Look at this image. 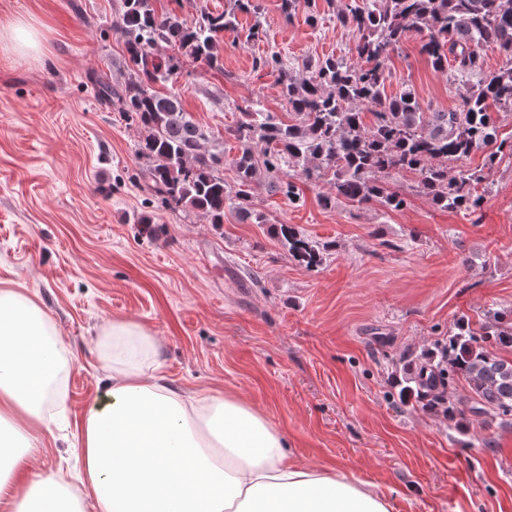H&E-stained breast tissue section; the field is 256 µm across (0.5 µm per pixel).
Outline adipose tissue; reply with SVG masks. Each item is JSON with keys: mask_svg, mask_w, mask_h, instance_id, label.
<instances>
[{"mask_svg": "<svg viewBox=\"0 0 512 512\" xmlns=\"http://www.w3.org/2000/svg\"><path fill=\"white\" fill-rule=\"evenodd\" d=\"M155 339L113 320L112 377L78 426L81 490L60 475L26 481L52 410L65 407L71 349L43 309L0 289V501L13 512H390L388 497L346 474L290 463L283 435L227 395L186 397L146 369Z\"/></svg>", "mask_w": 512, "mask_h": 512, "instance_id": "adipose-tissue-1", "label": "adipose tissue"}]
</instances>
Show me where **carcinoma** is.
Here are the masks:
<instances>
[{"label":"carcinoma","instance_id":"obj_1","mask_svg":"<svg viewBox=\"0 0 512 512\" xmlns=\"http://www.w3.org/2000/svg\"><path fill=\"white\" fill-rule=\"evenodd\" d=\"M336 23L352 34L359 63L334 55L287 65L272 52L254 68L277 73L288 120L266 112L255 100L241 109L229 133L238 152L204 147L208 134L184 111L180 95L161 94L154 85L176 74L183 60L223 70L224 31L235 27L236 13L254 7L253 0H234L222 12L200 10L189 22L172 11L158 12L153 0H122L112 22L132 67L120 89L107 83L97 95L116 97L120 112L143 131L137 153L149 161L151 191L171 210L201 214L211 224L224 223L231 210L242 219H261L254 212L252 185L263 170L274 190L288 200L299 198L297 182L324 179L331 193L324 207L343 199L359 206L378 202L399 210L404 194L389 183L395 171L417 177V188L444 210L472 213L483 196L482 169L453 171L448 164L490 147L512 151V141L498 139L491 108L512 111V0H337ZM305 8L316 23L315 0H281L287 16ZM413 32L425 34L420 52L434 68L450 70L460 90L455 109L423 107L407 87L385 94L386 68L394 49ZM494 47L502 57L495 69L484 67L480 49ZM160 47L172 53H155ZM371 111L365 123L362 108ZM235 172V185L224 182V164ZM279 238L305 268L318 267L325 246L312 242L288 224ZM512 348V312L489 310L478 328L462 321L437 352L404 364L399 397L441 412L448 420L468 413L512 420V358L498 353ZM464 382L463 391L457 383Z\"/></svg>","mask_w":512,"mask_h":512}]
</instances>
